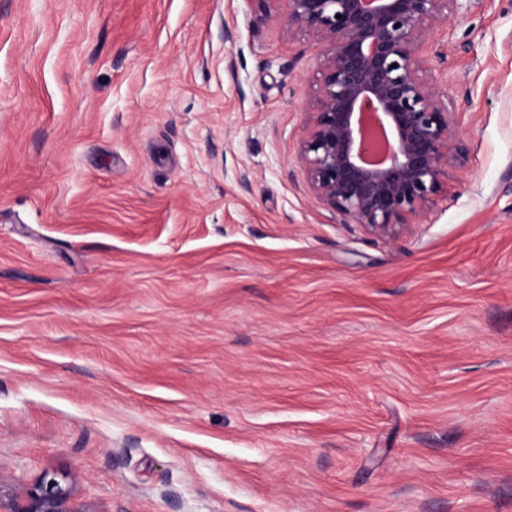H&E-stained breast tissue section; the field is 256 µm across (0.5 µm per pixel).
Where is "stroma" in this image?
<instances>
[{"mask_svg": "<svg viewBox=\"0 0 512 512\" xmlns=\"http://www.w3.org/2000/svg\"><path fill=\"white\" fill-rule=\"evenodd\" d=\"M431 59L466 147L382 241L297 160L256 0H0V473L90 512H512V0Z\"/></svg>", "mask_w": 512, "mask_h": 512, "instance_id": "obj_1", "label": "stroma"}]
</instances>
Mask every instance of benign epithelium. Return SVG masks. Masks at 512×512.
Instances as JSON below:
<instances>
[{
	"label": "benign epithelium",
	"instance_id": "obj_1",
	"mask_svg": "<svg viewBox=\"0 0 512 512\" xmlns=\"http://www.w3.org/2000/svg\"><path fill=\"white\" fill-rule=\"evenodd\" d=\"M257 20L323 47L297 158L309 191L384 241L417 223L448 181L460 140L454 103L421 50L463 0H258ZM0 512H90L65 477L0 475Z\"/></svg>",
	"mask_w": 512,
	"mask_h": 512
}]
</instances>
